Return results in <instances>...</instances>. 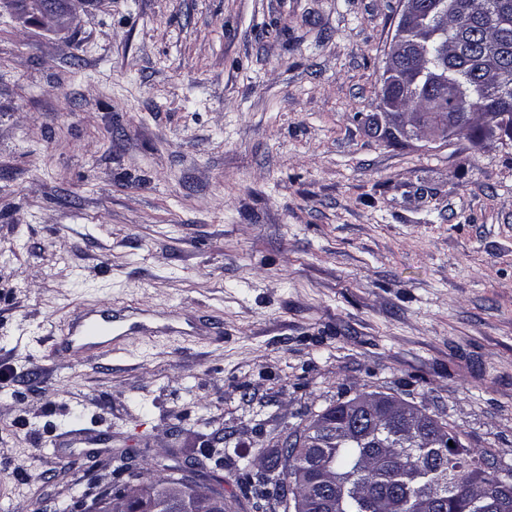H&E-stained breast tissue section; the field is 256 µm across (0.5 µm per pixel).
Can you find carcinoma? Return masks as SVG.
Returning a JSON list of instances; mask_svg holds the SVG:
<instances>
[{
    "label": "carcinoma",
    "instance_id": "obj_1",
    "mask_svg": "<svg viewBox=\"0 0 512 512\" xmlns=\"http://www.w3.org/2000/svg\"><path fill=\"white\" fill-rule=\"evenodd\" d=\"M457 13L448 16V24L437 18L428 21L415 33L429 46L428 68L448 74V79L461 84L470 93L467 107L454 108L455 123L466 124L465 111L505 112L512 122V88L504 90L498 76L482 68L480 59L488 44L498 42L493 27L496 16L512 15V0H452ZM399 94L405 96L408 112H442L451 105L438 100L439 90L429 87L421 70L407 64ZM344 403L326 409L319 417L328 419L334 429L344 427ZM454 429H448L453 446L445 449L446 466L438 464L440 449L428 440L399 441L391 433L383 440L397 448L393 457L368 460V452L376 448L372 439L347 440L340 434L325 438L320 461L336 471V478L345 484V493L336 512H375V499L393 485H400L411 498L427 493L436 485L445 490L442 512H495L491 501L482 493L483 485L494 482L500 463L482 452L455 441ZM308 460L295 454L293 448H282L267 461L271 471H278L279 483L270 491L261 475H246L245 493L261 498L281 500L279 490L287 482L298 483L299 474Z\"/></svg>",
    "mask_w": 512,
    "mask_h": 512
}]
</instances>
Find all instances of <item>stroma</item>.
Returning a JSON list of instances; mask_svg holds the SVG:
<instances>
[{
  "label": "stroma",
  "mask_w": 512,
  "mask_h": 512,
  "mask_svg": "<svg viewBox=\"0 0 512 512\" xmlns=\"http://www.w3.org/2000/svg\"><path fill=\"white\" fill-rule=\"evenodd\" d=\"M400 14L86 0L59 29L0 9V512H88L122 452L284 512L242 494L243 464L361 393L512 465V139L369 129ZM80 303L224 334L47 352Z\"/></svg>",
  "instance_id": "stroma-1"
}]
</instances>
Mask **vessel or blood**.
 <instances>
[{
	"label": "vessel or blood",
	"instance_id": "vessel-or-blood-1",
	"mask_svg": "<svg viewBox=\"0 0 512 512\" xmlns=\"http://www.w3.org/2000/svg\"><path fill=\"white\" fill-rule=\"evenodd\" d=\"M147 330L135 308L84 303L67 317L53 348L84 360H99L119 352L126 340Z\"/></svg>",
	"mask_w": 512,
	"mask_h": 512
}]
</instances>
